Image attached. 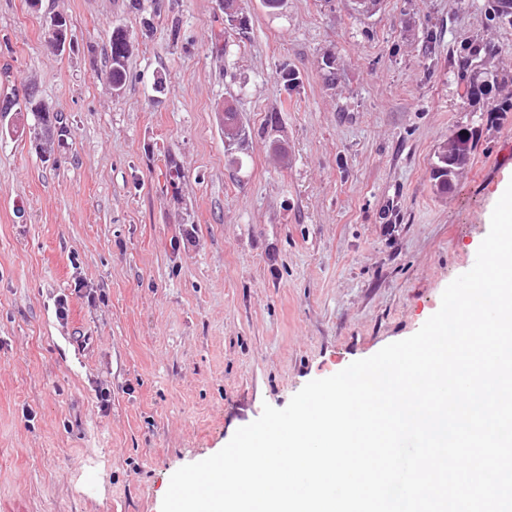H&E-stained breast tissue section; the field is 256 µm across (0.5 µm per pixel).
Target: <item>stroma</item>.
<instances>
[{
	"mask_svg": "<svg viewBox=\"0 0 512 512\" xmlns=\"http://www.w3.org/2000/svg\"><path fill=\"white\" fill-rule=\"evenodd\" d=\"M132 1L0 0V99L35 88L71 124L47 155L0 112V512H161L264 405L414 335L512 183L493 0H239L224 39L216 0ZM51 13L72 50L45 46ZM116 26L135 40L118 96ZM462 128L470 162L437 192ZM459 137L461 141L457 137H455L453 142L449 146L447 145L443 147L444 153H447L448 155H436V161L432 168V178L435 181V186L439 192H447L448 189L451 188L452 186L451 184L448 188V156H457V159L455 161L456 163H454L456 164V166H454L455 177L458 175L460 170H462L467 165L470 159L468 154L471 153L470 150H472L473 142H471V146L469 147L468 153L466 152L465 149H461L460 153L458 154V148L462 146V143L467 145L470 142L471 137L468 135L466 130L460 132ZM460 166L462 167L460 168Z\"/></svg>",
	"mask_w": 512,
	"mask_h": 512,
	"instance_id": "35a3bbf8",
	"label": "stroma"
}]
</instances>
